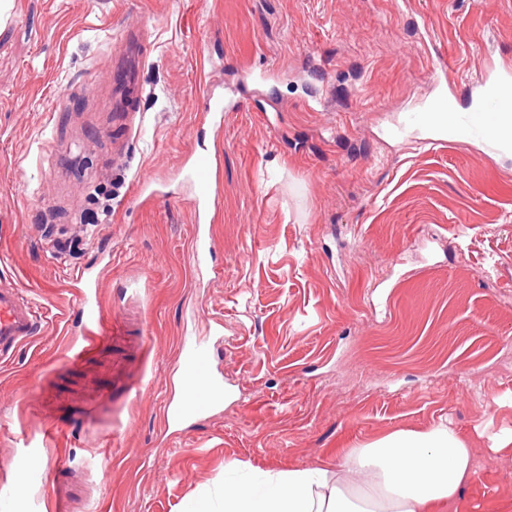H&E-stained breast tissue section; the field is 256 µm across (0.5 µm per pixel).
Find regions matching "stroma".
Returning <instances> with one entry per match:
<instances>
[{
  "instance_id": "stroma-1",
  "label": "stroma",
  "mask_w": 512,
  "mask_h": 512,
  "mask_svg": "<svg viewBox=\"0 0 512 512\" xmlns=\"http://www.w3.org/2000/svg\"><path fill=\"white\" fill-rule=\"evenodd\" d=\"M203 57L227 85L278 76L224 115L200 281L189 185L142 206L135 183L209 145ZM492 58L512 61V0H8L0 279L45 324L0 366V512H54L64 488L77 512H201L226 462L305 468L440 424L482 466L466 512H512L492 451L512 433V151L395 131L439 62L469 81ZM186 337L232 397L168 432Z\"/></svg>"
}]
</instances>
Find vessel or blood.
<instances>
[{
	"label": "vessel or blood",
	"instance_id": "obj_1",
	"mask_svg": "<svg viewBox=\"0 0 512 512\" xmlns=\"http://www.w3.org/2000/svg\"><path fill=\"white\" fill-rule=\"evenodd\" d=\"M466 108H457L448 93H441L425 106L407 113V123L431 128L441 124L454 136L480 138L498 147L512 149V64L489 61L465 91ZM203 99L207 125L212 135L224 126V97L217 91L212 75L204 77ZM221 157L203 148L190 150L179 172L193 187L189 201L197 224L193 237V257L197 269H204L215 247L211 221L221 203ZM41 319L28 293L0 279V363L36 337ZM181 380L175 396L163 407L165 428L181 427L188 418L208 413L224 403V382L209 366L204 342L187 339L180 347Z\"/></svg>",
	"mask_w": 512,
	"mask_h": 512
}]
</instances>
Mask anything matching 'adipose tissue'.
Instances as JSON below:
<instances>
[{
  "mask_svg": "<svg viewBox=\"0 0 512 512\" xmlns=\"http://www.w3.org/2000/svg\"><path fill=\"white\" fill-rule=\"evenodd\" d=\"M481 477L474 450L440 425L340 449L332 464L225 485L222 512H461L464 487Z\"/></svg>",
  "mask_w": 512,
  "mask_h": 512,
  "instance_id": "obj_1",
  "label": "adipose tissue"
}]
</instances>
